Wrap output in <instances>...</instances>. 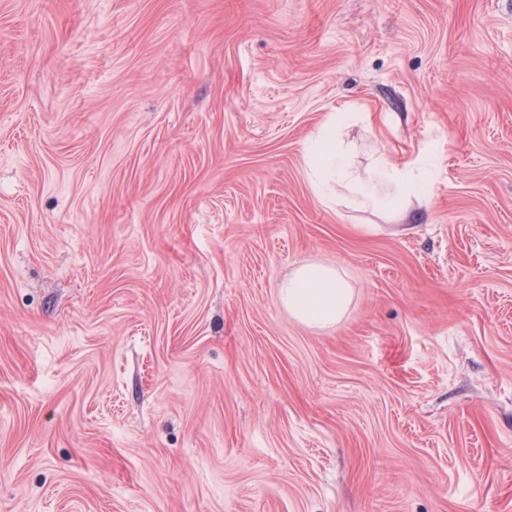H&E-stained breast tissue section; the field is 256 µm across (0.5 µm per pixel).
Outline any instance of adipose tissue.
<instances>
[{"label":"adipose tissue","instance_id":"ef3b65f1","mask_svg":"<svg viewBox=\"0 0 512 512\" xmlns=\"http://www.w3.org/2000/svg\"><path fill=\"white\" fill-rule=\"evenodd\" d=\"M352 112H336L308 139L305 168L319 201L326 207L374 210L403 220L408 204L430 195L425 157L389 158L375 152L365 172L352 167L354 145L346 142L344 127L355 121ZM278 298L299 323L318 330L335 326L352 300V289L335 266L303 260L280 282Z\"/></svg>","mask_w":512,"mask_h":512}]
</instances>
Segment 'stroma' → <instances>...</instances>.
<instances>
[{"instance_id":"35a3bbf8","label":"stroma","mask_w":512,"mask_h":512,"mask_svg":"<svg viewBox=\"0 0 512 512\" xmlns=\"http://www.w3.org/2000/svg\"><path fill=\"white\" fill-rule=\"evenodd\" d=\"M0 512H512V0H0ZM358 112L331 113L307 140L305 168L319 201L326 207L374 210L404 219L413 198L430 195L428 160L424 156L395 161L373 152L361 176L352 167L355 147L346 142L344 127L357 120ZM278 298L299 323L318 330L335 326L352 300V288L335 266L302 260L280 282Z\"/></svg>"}]
</instances>
